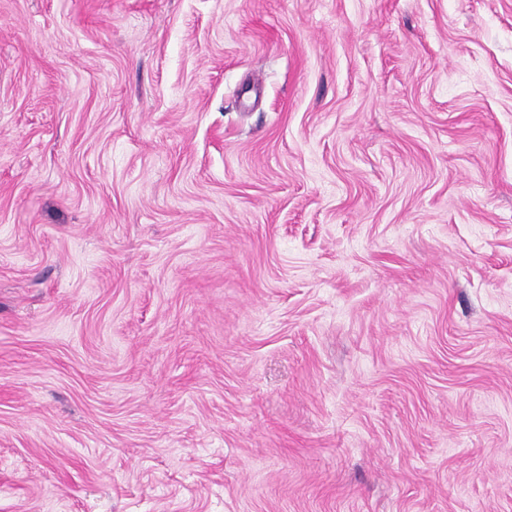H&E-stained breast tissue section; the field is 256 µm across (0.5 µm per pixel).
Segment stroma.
Segmentation results:
<instances>
[{
	"mask_svg": "<svg viewBox=\"0 0 512 512\" xmlns=\"http://www.w3.org/2000/svg\"><path fill=\"white\" fill-rule=\"evenodd\" d=\"M0 512H512V0H0Z\"/></svg>",
	"mask_w": 512,
	"mask_h": 512,
	"instance_id": "1",
	"label": "stroma"
}]
</instances>
